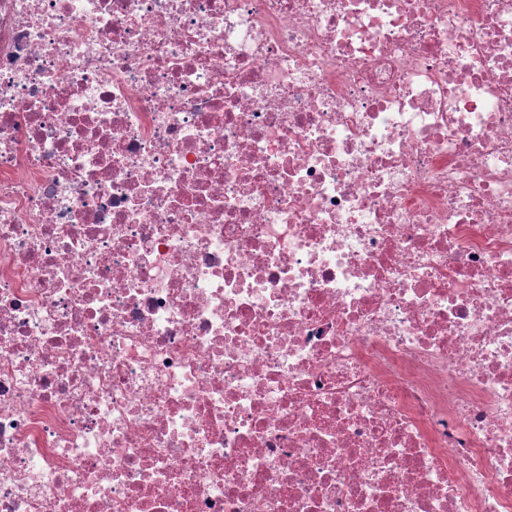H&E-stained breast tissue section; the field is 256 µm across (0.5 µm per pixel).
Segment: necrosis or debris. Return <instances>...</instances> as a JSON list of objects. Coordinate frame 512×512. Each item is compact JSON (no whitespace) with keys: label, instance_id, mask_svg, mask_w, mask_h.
<instances>
[{"label":"necrosis or debris","instance_id":"obj_1","mask_svg":"<svg viewBox=\"0 0 512 512\" xmlns=\"http://www.w3.org/2000/svg\"><path fill=\"white\" fill-rule=\"evenodd\" d=\"M0 512H512V0H0Z\"/></svg>","mask_w":512,"mask_h":512}]
</instances>
